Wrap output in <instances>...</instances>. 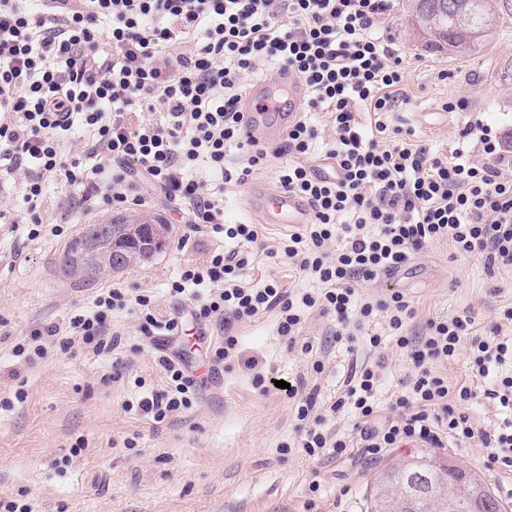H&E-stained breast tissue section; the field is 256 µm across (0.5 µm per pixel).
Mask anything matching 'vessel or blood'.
Instances as JSON below:
<instances>
[{"mask_svg": "<svg viewBox=\"0 0 512 512\" xmlns=\"http://www.w3.org/2000/svg\"><path fill=\"white\" fill-rule=\"evenodd\" d=\"M261 102L245 98L242 111L250 138L257 144L271 143L293 126L299 115L304 87L288 74L277 75L274 84L261 91ZM256 210L263 223L296 227L309 223L312 212L300 196L286 191L253 188Z\"/></svg>", "mask_w": 512, "mask_h": 512, "instance_id": "b4317fda", "label": "vessel or blood"}]
</instances>
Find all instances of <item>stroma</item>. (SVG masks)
I'll return each mask as SVG.
<instances>
[{"instance_id":"stroma-1","label":"stroma","mask_w":512,"mask_h":512,"mask_svg":"<svg viewBox=\"0 0 512 512\" xmlns=\"http://www.w3.org/2000/svg\"><path fill=\"white\" fill-rule=\"evenodd\" d=\"M384 25L404 60L409 96L389 113L390 127L411 131L415 144L433 151H454L466 123L476 120L512 141V82L499 80L512 62V21L498 27L473 56L423 50L408 31L405 0H394ZM449 101L464 103L465 111H445ZM80 195L79 186L64 182L45 189L42 209L62 226L61 236L46 231L33 240L28 225L0 226V512L12 505L31 512H364L375 474L414 454L413 446L351 464L282 451L294 437V409L277 381L304 380L323 403L336 396L347 374L352 356L346 343L333 337L330 318L315 314L308 323L324 355L320 374L279 336L272 311L208 326L211 338L225 332L239 340L237 354L218 365L212 348L195 349L189 334L193 318H186L185 332L149 339L139 335L135 317L124 310L112 314L121 333L114 351L93 356L55 348L34 361L15 356L14 345L32 329L62 323L113 285L150 291L164 315L186 308V300L171 296L170 282L184 265L219 245L207 235L186 238L176 205L145 184L140 205L125 211L170 224L167 249L151 265L134 264L92 283L78 276L62 279L55 261L64 246L84 225L111 214L107 208L86 211ZM245 220L258 224L263 248L251 256L243 285L258 288L274 278L287 288L310 287V280L276 254L287 227L261 223L248 190L226 195L225 223ZM363 291L382 298L405 293L417 310L410 324L414 332L429 319L463 312L483 328L495 323L500 306L512 302V273L487 269L481 258L457 257L449 242L439 241L394 275L366 283ZM164 353L194 364L202 385L190 411L156 428L124 405L137 397V380L163 388L158 359ZM258 375L265 388L255 386ZM128 438L133 448L124 447ZM447 452L485 475L498 498H505L512 473L490 470L478 441Z\"/></svg>"}]
</instances>
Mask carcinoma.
<instances>
[{
    "mask_svg": "<svg viewBox=\"0 0 512 512\" xmlns=\"http://www.w3.org/2000/svg\"><path fill=\"white\" fill-rule=\"evenodd\" d=\"M434 2L409 0L412 23L427 31L428 51L473 54L499 24L512 20V0H448L451 8L446 13L436 11ZM149 228L146 222L117 215L94 257L69 242L58 257L59 272L65 278L102 276L133 263L149 264L168 245L166 239L155 247L138 244ZM393 497L405 512H438L445 506L452 512H506L490 486L452 457L431 449L384 469L368 492L366 512H385Z\"/></svg>",
    "mask_w": 512,
    "mask_h": 512,
    "instance_id": "obj_1",
    "label": "carcinoma"
}]
</instances>
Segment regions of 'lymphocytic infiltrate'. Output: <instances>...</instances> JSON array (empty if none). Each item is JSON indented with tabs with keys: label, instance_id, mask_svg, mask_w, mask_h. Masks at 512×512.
<instances>
[{
	"label": "lymphocytic infiltrate",
	"instance_id": "lymphocytic-infiltrate-1",
	"mask_svg": "<svg viewBox=\"0 0 512 512\" xmlns=\"http://www.w3.org/2000/svg\"><path fill=\"white\" fill-rule=\"evenodd\" d=\"M43 14L24 0H0V174H22L24 215L0 211L1 224L30 225L39 237L38 206L48 180L80 184L85 207L137 200L141 182L160 189L188 213L187 236L224 237L257 244L253 224H228L219 198L245 186L269 156L285 158L280 190L309 203L313 219L283 238L278 250L315 281L293 293L270 281L241 286L249 261L238 252L212 250L185 265L170 284L189 297L197 323L225 315L253 318L277 311V332L288 346L310 354L302 331L308 312L334 316L337 339H365L378 347L377 320L410 362L403 388L381 402L382 362L352 361L341 394L318 411L316 393L292 384L297 438L294 450L339 460L352 449L377 459L402 443L434 448L478 440L489 468L512 472V303L500 320L478 329L469 314L432 319L424 335L407 334L416 310L401 292L384 299L360 295L359 282L391 275L435 241L451 242L457 256L484 258L512 270V154L490 127L467 125L485 162L465 149L430 153L389 128L385 116L404 102L403 58L382 24L391 0H46ZM192 44L190 52L161 57L158 45ZM278 61L304 86L306 109L329 114L333 132L324 152L333 174L308 165L318 130L305 120L276 147L247 139L240 104L245 78ZM371 113L362 122L361 113ZM92 134L87 149L67 150L74 124ZM205 167L217 182L190 177ZM138 317L140 335L172 336L180 318H158L151 294L107 288L88 309L61 325L35 329L16 356L44 358L50 347L100 355L121 342L110 324L117 309ZM467 357L471 374L450 381L442 364ZM160 390L146 389L137 412L161 425L193 406L198 383L185 364L163 356ZM476 399L495 406L492 428L475 425L466 410ZM349 410L353 434L326 427L329 415Z\"/></svg>",
	"mask_w": 512,
	"mask_h": 512
}]
</instances>
